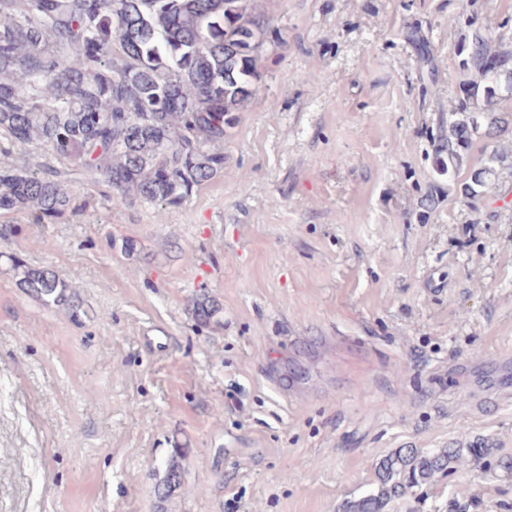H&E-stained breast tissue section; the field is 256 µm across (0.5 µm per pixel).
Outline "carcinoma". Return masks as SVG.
Returning <instances> with one entry per match:
<instances>
[{"label":"carcinoma","instance_id":"carcinoma-1","mask_svg":"<svg viewBox=\"0 0 512 512\" xmlns=\"http://www.w3.org/2000/svg\"><path fill=\"white\" fill-rule=\"evenodd\" d=\"M270 21L257 0H0V212L29 224L56 222L87 210L69 179L78 168L129 202L180 206L224 174V139L255 94ZM505 57L475 31L460 63L467 96L450 113L448 135L435 148L440 176L453 177L480 129L509 132L512 119L493 108L512 98V69L490 68ZM14 143L49 146L54 162L37 168L10 158ZM507 156L492 150L461 195L484 193ZM20 288L80 320L71 286L52 270L10 256ZM222 308L202 293L192 301L200 327L220 324ZM489 448L400 449L376 467L377 489L342 512H388L435 477L467 468ZM183 449L166 465L161 498L182 485Z\"/></svg>","mask_w":512,"mask_h":512}]
</instances>
